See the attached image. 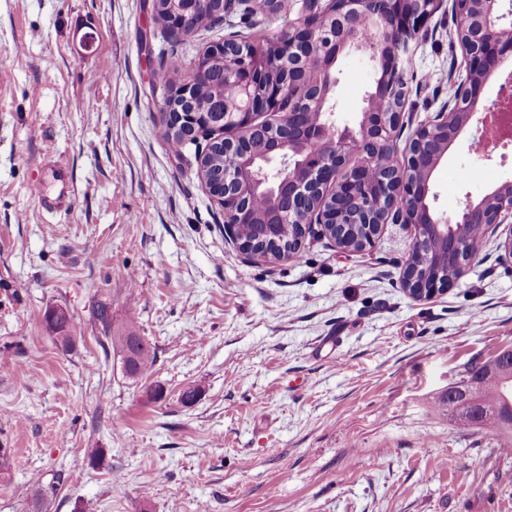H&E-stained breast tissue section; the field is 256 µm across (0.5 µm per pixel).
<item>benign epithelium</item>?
Segmentation results:
<instances>
[{"label":"benign epithelium","instance_id":"benign-epithelium-1","mask_svg":"<svg viewBox=\"0 0 512 512\" xmlns=\"http://www.w3.org/2000/svg\"><path fill=\"white\" fill-rule=\"evenodd\" d=\"M202 2L170 0L167 28L186 33L187 17ZM445 6L465 56L464 69L448 104L418 124L402 147L406 92L400 58ZM365 21L373 25L370 43L354 38ZM505 29H512V3L506 0H325L263 59L254 43L236 39L205 51L224 61V83L237 91V99L224 101V125L194 112L192 72L167 91L164 123L169 132L189 138L223 128L227 163L219 201L224 236L247 258L266 259L237 236L238 225L256 223L252 197L270 201L260 237L282 249L281 262L291 255L279 241L287 224L302 229L300 243L314 232L347 251L372 246L387 224H404L413 231L419 262L406 261L400 283L410 298L424 301L446 290L474 263L477 252L463 238L466 226H480L486 239L512 219L511 181L478 201L465 197L452 215L436 213L428 202L431 176L460 133L472 129L470 144H475L497 108L498 100H484L482 91L512 62V39L501 36ZM352 50L380 59L383 73L366 95L357 124L340 127L332 69L340 54ZM309 74L311 94L286 106L291 88ZM253 134L260 143L243 146L241 139ZM450 264L456 270L453 279L448 278ZM138 343L135 336L122 339L128 367L136 360Z\"/></svg>","mask_w":512,"mask_h":512}]
</instances>
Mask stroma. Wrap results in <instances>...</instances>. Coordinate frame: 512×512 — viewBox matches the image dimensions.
I'll return each mask as SVG.
<instances>
[{
	"label": "stroma",
	"mask_w": 512,
	"mask_h": 512,
	"mask_svg": "<svg viewBox=\"0 0 512 512\" xmlns=\"http://www.w3.org/2000/svg\"><path fill=\"white\" fill-rule=\"evenodd\" d=\"M307 14L248 0L176 41L152 0H0V512H477L490 498L512 512L495 431H458L438 406L471 362L512 348L498 236L428 301L400 285L402 224L360 252L311 235L300 258L252 261L225 239L193 146L165 140L161 57L190 68ZM461 61L435 15L406 66L412 123L447 103ZM334 73L336 120L353 124L374 68L348 53ZM467 141L431 177L438 213L512 181V145L483 157ZM53 160L73 171L67 212L30 190ZM101 304L113 331L135 316L156 347L141 377L101 347ZM51 307L71 316L72 350L45 329Z\"/></svg>",
	"instance_id": "obj_1"
}]
</instances>
